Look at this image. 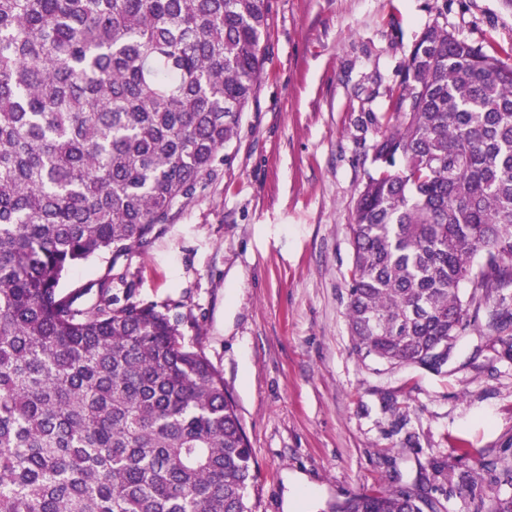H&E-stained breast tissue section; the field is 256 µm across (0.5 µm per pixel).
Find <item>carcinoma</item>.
<instances>
[{"label": "carcinoma", "instance_id": "cac0c4a2", "mask_svg": "<svg viewBox=\"0 0 512 512\" xmlns=\"http://www.w3.org/2000/svg\"><path fill=\"white\" fill-rule=\"evenodd\" d=\"M270 0H0V512H252L224 374L111 277L224 157L256 95ZM359 191L356 354L436 373L475 325L512 359V67L427 27ZM466 282L468 296L459 291ZM96 291L92 308L77 301ZM472 512H512V448H464ZM336 512H423L399 489Z\"/></svg>", "mask_w": 512, "mask_h": 512}]
</instances>
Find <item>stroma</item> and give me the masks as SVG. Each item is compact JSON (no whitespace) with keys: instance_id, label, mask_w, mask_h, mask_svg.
Returning <instances> with one entry per match:
<instances>
[{"instance_id":"stroma-1","label":"stroma","mask_w":512,"mask_h":512,"mask_svg":"<svg viewBox=\"0 0 512 512\" xmlns=\"http://www.w3.org/2000/svg\"><path fill=\"white\" fill-rule=\"evenodd\" d=\"M508 49L505 0H271L265 63L228 163L179 199L149 245L101 253L62 292L112 276L224 374L255 455L253 512H331L405 489L472 512L460 445L512 448V361L476 328L445 373L361 360L345 315L348 230L374 128L429 26Z\"/></svg>"}]
</instances>
